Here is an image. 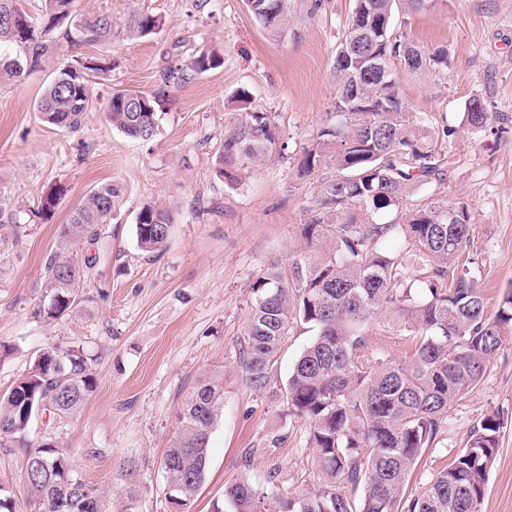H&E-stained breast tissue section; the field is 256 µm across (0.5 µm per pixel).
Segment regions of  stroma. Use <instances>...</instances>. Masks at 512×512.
I'll return each instance as SVG.
<instances>
[{
    "instance_id": "35a3bbf8",
    "label": "stroma",
    "mask_w": 512,
    "mask_h": 512,
    "mask_svg": "<svg viewBox=\"0 0 512 512\" xmlns=\"http://www.w3.org/2000/svg\"><path fill=\"white\" fill-rule=\"evenodd\" d=\"M310 3L289 0L288 24L278 37L253 19L245 0H75L78 11L149 12L163 20L158 33L144 38L94 49L63 47L68 62L111 60V70L90 75L100 98L118 89L155 91L168 69L186 67L201 51H220L222 67L166 88L157 108L159 131L149 141L113 130L98 111L88 113L75 134L44 123L36 102L56 59L23 81L0 84V196L22 217L17 239L0 259V341L15 348L0 360V396L41 348H84L95 361V392L77 416L34 421L32 433L66 449L84 481L110 493L112 512H122L126 503L120 472L129 461L135 464V512H168L163 456L178 432L184 398L214 374L224 377V404L190 512H214L224 503L225 484L240 477L260 485L272 472L281 488L297 493L317 482L305 424L247 387L238 366L252 284L270 266L289 271L303 254L300 228L308 204L321 179L334 174L327 167L300 179L296 165L331 122L333 62L354 0H329L316 14ZM404 31L420 49L448 50L442 71H411L396 62L409 112L430 136L445 127L456 130L444 176L410 201L462 197L472 204L470 256L492 315L512 289V0H438L412 14ZM242 89L255 109L270 114L280 140L232 188L216 168L224 131L236 118L228 100ZM474 96L504 115L502 137L464 125V105ZM109 181L123 189L111 224L99 241L73 249L79 259L102 255L81 290L84 302L70 316L43 321L35 311L46 295L44 264L56 250L58 227L90 190ZM50 193L56 206L45 215L39 207ZM147 202L175 217L171 242L156 256L135 243L136 215ZM366 339L369 352L381 358L405 360L414 348L413 336L385 313L372 321ZM494 412L504 427L481 512H512V343L449 409L443 431L410 475L408 495H418ZM0 482L9 485L20 512H31L32 495L14 449L0 448Z\"/></svg>"
}]
</instances>
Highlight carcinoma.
Here are the masks:
<instances>
[{
	"instance_id": "obj_1",
	"label": "carcinoma",
	"mask_w": 512,
	"mask_h": 512,
	"mask_svg": "<svg viewBox=\"0 0 512 512\" xmlns=\"http://www.w3.org/2000/svg\"><path fill=\"white\" fill-rule=\"evenodd\" d=\"M41 20L12 21L19 0H0V82L16 83L63 44L95 47L144 37L161 26L159 17L137 13L73 11L74 0H42ZM428 0H355L347 31L336 49L339 87L336 121L304 149L296 176L308 177L327 163L336 175L321 183L309 202L301 235L310 255L296 261L286 277L275 265L252 284L254 308L238 363L252 389L283 404L288 417L309 426L318 482L307 493L282 491L273 478L260 486L241 477L224 488L228 512H481L490 468L499 448L501 417L487 415L474 426L467 447L431 478L424 491L406 497L407 480L443 430L448 409L483 379L487 364L512 339V291L495 315L486 312L484 289L470 259L474 214L463 198H432L415 205L402 220L371 221L399 213L415 187L441 178L449 163L447 143L454 128L442 129L441 142L429 138L410 118L393 60L408 69L448 67L447 52L416 51L396 31V15L427 8ZM249 11L276 35L285 27L288 0H246ZM223 65L215 51L203 50L184 69L171 70L168 84ZM106 63H61L37 102L41 120L78 131L97 96L89 72ZM164 90H116L102 104L112 128L148 141L158 131L156 105ZM239 117L224 132L218 172L225 184H239L238 173L258 166L279 142V130L266 112L251 110L244 90L231 99ZM500 116L472 97L465 124L476 132ZM122 194L117 183L98 186L59 225L60 252L44 266L47 301L37 315L54 321L80 304L81 286L93 275L97 256L75 262L69 246L97 240ZM172 213L145 203L136 216L138 248L158 254L168 247ZM20 217L0 196V243L17 238ZM414 250L436 262L422 269L412 291L400 255L387 248ZM415 335L410 359L376 358L367 350L364 327L382 311ZM304 324L315 331L297 358L283 389L273 387L272 368L285 338ZM97 387L93 359L76 345L51 344L35 355L28 371L0 398V447L15 448L28 464L25 473L36 512H109L104 493L80 478L70 455L51 439L35 440L37 410L51 418L72 417ZM224 402L221 377L201 380L182 403L180 430L163 461H172L167 481L181 486L189 505L206 472L208 441Z\"/></svg>"
}]
</instances>
